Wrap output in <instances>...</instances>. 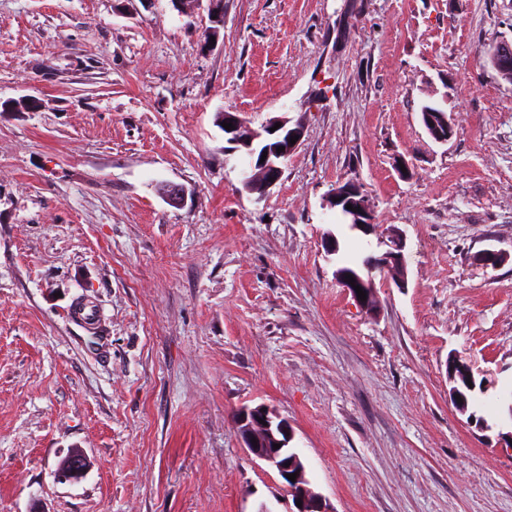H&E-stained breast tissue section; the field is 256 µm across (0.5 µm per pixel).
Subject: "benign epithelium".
<instances>
[{
  "instance_id": "7a95c632",
  "label": "benign epithelium",
  "mask_w": 512,
  "mask_h": 512,
  "mask_svg": "<svg viewBox=\"0 0 512 512\" xmlns=\"http://www.w3.org/2000/svg\"><path fill=\"white\" fill-rule=\"evenodd\" d=\"M486 61L503 79L512 81L511 43L494 44L487 52ZM221 121L234 125V129L224 131V139L228 143L224 151L235 152L243 148L251 157V173L245 174L242 190L257 195L259 200L264 198L279 181L283 165L298 147V144L290 143L291 137L303 136V127L299 124L290 127L289 120L283 118L276 122L269 121L261 128L254 129L234 112L224 113ZM277 122L280 123V127L273 132L270 131ZM426 124L427 132L437 143L446 144L453 136L452 123L444 114L438 115L436 119L431 117V114H426ZM280 147L283 148L281 152L278 151ZM161 194L172 206L184 204L187 198L185 187L176 183L163 184ZM328 204L338 209L357 229L367 230L372 227V210L367 196L363 194L358 184L352 182L344 189H335ZM348 204L356 208V211L347 209ZM404 249L403 234L395 230L390 236V249L374 262L364 264V267L369 271L376 267L388 271L395 286L405 288L407 262ZM236 428L243 448L250 457L275 470L285 482L288 495L292 497L293 502H302V507L296 508V512H332L321 494L287 478L292 467L288 466V453L281 452V449L289 448L294 434L285 419L267 405L259 404L239 411ZM276 444L280 445V448H274ZM86 468L85 456L80 452H72L60 462L57 474L61 480L74 481L82 477Z\"/></svg>"
}]
</instances>
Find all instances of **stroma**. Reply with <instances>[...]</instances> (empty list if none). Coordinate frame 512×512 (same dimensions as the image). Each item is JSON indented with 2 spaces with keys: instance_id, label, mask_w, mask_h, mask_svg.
<instances>
[{
  "instance_id": "obj_1",
  "label": "stroma",
  "mask_w": 512,
  "mask_h": 512,
  "mask_svg": "<svg viewBox=\"0 0 512 512\" xmlns=\"http://www.w3.org/2000/svg\"><path fill=\"white\" fill-rule=\"evenodd\" d=\"M209 26L170 0H0V105L38 103L0 108V512H291L237 434L259 404L333 512H512V82L483 58L512 0H224ZM225 110L304 123L264 199ZM348 181L373 232L327 203ZM395 229L407 286L373 271L374 316L336 270ZM452 355L482 382L464 413ZM424 109L434 111V112H426L427 113L426 114V124H427V127H429V129H427L426 125H424V126H425L427 132L429 133V135L437 143H440V144L448 143V141L453 136V126H452L450 119L447 117L448 115L446 116L444 114H439V112H445V111L443 109H440L435 106L424 105L422 107V112H424ZM432 113L438 116L439 122L444 130H442L437 125L434 118L431 117ZM445 113H447V112H445ZM86 468L85 456L80 452H71L60 462L57 474L61 480L74 481L82 477Z\"/></svg>"
}]
</instances>
